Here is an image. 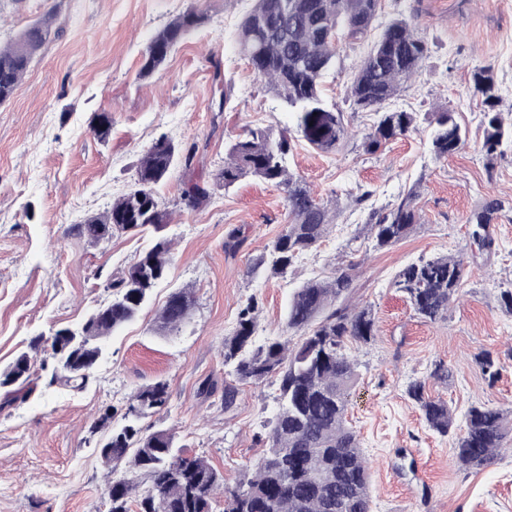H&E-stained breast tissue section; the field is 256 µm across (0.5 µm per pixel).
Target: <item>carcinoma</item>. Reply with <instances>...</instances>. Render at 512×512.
Listing matches in <instances>:
<instances>
[{"mask_svg": "<svg viewBox=\"0 0 512 512\" xmlns=\"http://www.w3.org/2000/svg\"><path fill=\"white\" fill-rule=\"evenodd\" d=\"M382 9L381 0H253L237 31V42L255 72L297 119L301 136L313 147L332 152L346 134L343 113L329 107L320 82L333 67L338 43L365 37ZM207 21L196 7L182 12L158 30L143 53L139 76L161 67L176 48ZM336 30V37L325 30ZM50 23L28 26L18 38L0 46V104L9 100L34 54L49 39ZM428 43L409 23L394 18L384 27L361 60L348 89V99L361 110L379 114L377 125L365 136L368 152L416 129L415 112H386L384 105L418 72L428 58ZM472 96L483 106L484 136L481 151L488 161L501 154L503 141L512 139V126L504 124L497 106L499 86L489 67L473 70ZM431 127V151L446 159L464 145L466 133L450 112L426 117ZM291 149L287 133L254 129L228 148L224 167L211 181L190 178L183 200L200 207L218 189L227 190L245 177L281 188L289 224L272 243L269 255L254 266L271 273L288 272L296 259L317 247L333 224L336 212L319 202L303 178L287 169ZM196 146L182 148L163 135L146 149L137 168L135 186L118 197L104 212L91 216L73 231L91 243L129 232L151 233L153 241L137 262L109 282L112 306L98 321H89L87 335L67 346L64 337L39 335L30 351L18 354L0 369V389L14 400H24L37 386L35 361L30 352L49 347L51 372L44 385L64 386L74 392L87 388L105 352V342L135 320L165 278L171 241L161 235L170 223L155 186L182 164L191 170ZM417 195L404 196L388 213L368 225L378 248L408 238L418 222ZM500 203L487 201L471 217L474 235L487 249L494 244L490 225L498 219ZM354 265L340 267L326 279H311L293 293L286 315V332L299 336L255 345L258 301L251 298L238 313L233 330L224 336V365L242 383H259L269 377L279 382L277 410L269 420L265 450L255 460L252 477L224 488V512H373L370 474L356 432L346 424V413L356 373L344 352L351 340L369 344L377 328L371 306L351 304ZM463 261L456 255L436 256L406 265L394 286L426 322L444 319L448 304L461 289ZM193 294L183 288L170 295L158 313L156 332L175 335L189 322ZM489 381L500 374V360L489 351L477 356ZM406 393L421 410L428 427L452 439L459 464L466 469L489 465L496 451L512 443V410L472 405L465 425H456L448 402L425 395V381L416 379ZM170 393L162 380L136 389L122 408L103 409L90 434L112 433L99 449L109 473L118 468L139 473L149 482L137 500V512H212L216 491L224 476L202 457H184L169 430L148 431L141 425L149 413L168 409ZM112 500L108 512H130L137 485L129 478L108 479Z\"/></svg>", "mask_w": 512, "mask_h": 512, "instance_id": "obj_1", "label": "carcinoma"}]
</instances>
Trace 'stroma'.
Wrapping results in <instances>:
<instances>
[{"instance_id": "stroma-1", "label": "stroma", "mask_w": 512, "mask_h": 512, "mask_svg": "<svg viewBox=\"0 0 512 512\" xmlns=\"http://www.w3.org/2000/svg\"><path fill=\"white\" fill-rule=\"evenodd\" d=\"M192 6L206 12V24L151 77L139 78L151 37ZM250 7L251 0H0L1 44L44 18L52 28L14 96L0 105V367L35 336L82 323L110 299V279L148 248V237L133 234L92 244L72 227L133 186L159 135L198 144L193 174L207 181L248 129L288 132V169L317 197L336 201V219L317 248L274 276L255 264L288 222L283 191L247 177L190 209L182 200L188 175L175 168L156 188L171 214L166 277L139 317L110 337L94 381L78 393L40 386L23 401L0 391V512H108L107 470L89 428L104 406H124L136 388L158 380L169 386V408L144 425L172 430L185 454L208 459L228 487L250 477L278 384L239 385L235 405L224 408V386L234 380L224 337L252 298L256 343L282 336L294 291L348 263L355 266L351 301L370 304L378 327L374 342L346 349L357 373L346 419L368 463L373 512H512V449H501L488 467L461 468L450 438L429 430L406 394L410 381L424 380L460 425L475 403L512 409V315L499 303L500 289L512 284V143L487 164L483 115L469 92L473 69L491 67L499 110L512 123V0H382L374 32L342 43L323 80L325 102L343 112L349 130L331 153L301 137L294 115L242 54L237 29ZM396 17L428 42L430 55L387 108L454 112L466 142L451 157L435 159L424 121L377 152L364 148L378 116L354 111L346 90L376 29ZM100 112L112 116L104 143L91 131ZM410 191L419 213L413 233L375 248L368 224ZM492 199L502 209L487 249L474 238L471 217ZM235 228L245 242L230 254L224 241ZM449 253L464 261L462 288L444 320L423 321L395 276ZM182 288L194 291L189 323L158 335V310ZM484 350L503 365L492 383L475 360ZM439 362L448 380L431 379Z\"/></svg>"}]
</instances>
